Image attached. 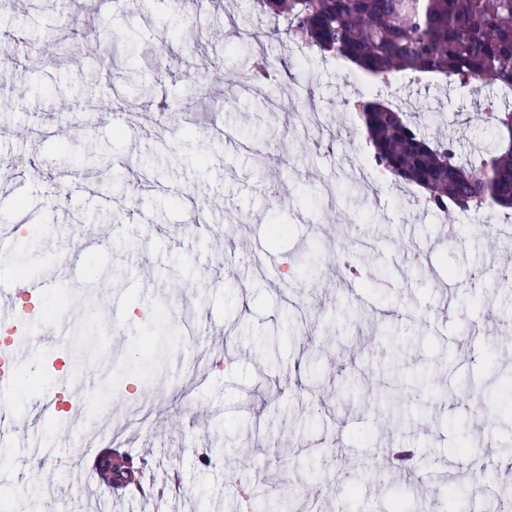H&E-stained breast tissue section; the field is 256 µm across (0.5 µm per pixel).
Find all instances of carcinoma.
<instances>
[{"instance_id": "carcinoma-1", "label": "carcinoma", "mask_w": 512, "mask_h": 512, "mask_svg": "<svg viewBox=\"0 0 512 512\" xmlns=\"http://www.w3.org/2000/svg\"><path fill=\"white\" fill-rule=\"evenodd\" d=\"M281 17L286 34L356 64L380 83L397 74L442 75L448 83L494 87L485 121L495 139L477 162H459L454 144L429 141L406 112L379 100L358 111L376 166L422 188L439 209H512V0H251ZM23 53L0 70V87L26 91Z\"/></svg>"}]
</instances>
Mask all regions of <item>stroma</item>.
Returning a JSON list of instances; mask_svg holds the SVG:
<instances>
[{
    "instance_id": "35a3bbf8",
    "label": "stroma",
    "mask_w": 512,
    "mask_h": 512,
    "mask_svg": "<svg viewBox=\"0 0 512 512\" xmlns=\"http://www.w3.org/2000/svg\"><path fill=\"white\" fill-rule=\"evenodd\" d=\"M251 28L271 62L298 54L257 19L250 0L182 11L177 0H15L0 11V36L14 29L55 44L37 86L17 97L0 88V226L22 215L14 240L37 232L29 263L51 291L32 298L36 338L16 375L13 407L25 433L0 447L8 512H90L100 492L112 512H233L232 457L256 460L261 485L290 498L291 512H427L425 473L406 485L373 483L388 447L442 460L462 441L486 470L512 482L500 436L497 377L485 356L512 372V235L482 231L428 206L422 190L400 193L374 173L370 196L338 198L325 188L370 166L358 115L372 80L355 65L306 53L275 92H245L250 45L216 39L228 17ZM92 19L102 53L74 45L68 23ZM192 32L201 45L164 47ZM173 76L154 101L132 87L158 65ZM224 80L212 82L215 70ZM210 78L200 96L181 77ZM390 91L425 115L429 140L452 141L464 160L493 139L478 115L488 96L438 78L398 77ZM130 101L123 136L101 122V98ZM68 130L69 165L55 162L53 127ZM284 225L280 236L271 227ZM399 264L411 274L396 291L348 276L347 267ZM366 320L349 326V309ZM64 335H55L57 326ZM166 334L144 352L146 330ZM326 343L309 364L308 339ZM398 347L409 389L404 424L375 406L386 351ZM74 359L61 378L57 356ZM68 390L73 410L51 415L42 396ZM82 432L86 452L59 447ZM298 448L284 468L279 448ZM361 464L352 483L309 490L313 473H336L337 449ZM123 456L141 470L139 491L113 486L102 459Z\"/></svg>"
}]
</instances>
